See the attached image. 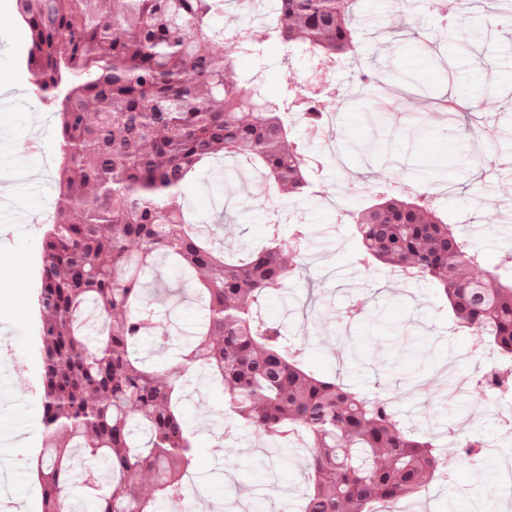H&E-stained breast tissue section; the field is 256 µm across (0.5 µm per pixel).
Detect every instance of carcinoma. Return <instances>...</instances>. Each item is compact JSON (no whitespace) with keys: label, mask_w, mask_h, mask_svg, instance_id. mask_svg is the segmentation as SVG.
Listing matches in <instances>:
<instances>
[{"label":"carcinoma","mask_w":512,"mask_h":512,"mask_svg":"<svg viewBox=\"0 0 512 512\" xmlns=\"http://www.w3.org/2000/svg\"><path fill=\"white\" fill-rule=\"evenodd\" d=\"M359 0H275L265 27L217 24L224 0H16L29 82L57 117L58 200L42 236L38 340L43 357L36 458L40 512H72L74 487L95 512H156L175 502L197 447L181 376L141 357L157 321L143 277L162 265L198 284L206 317L178 359L220 390L224 413L286 450L304 440L312 490L302 512H378L443 467L388 401L308 368L302 349L257 311L303 268L302 227L271 226L229 261L184 217V190L220 156H245L265 180L302 196L318 172L290 141L287 114L321 124L322 69L355 54ZM269 43L306 58L309 87L269 97L218 51L260 56ZM362 257L439 290L456 327L493 347L501 366L477 379L512 393V252L482 255L426 200L384 192L348 214Z\"/></svg>","instance_id":"cac0c4a2"}]
</instances>
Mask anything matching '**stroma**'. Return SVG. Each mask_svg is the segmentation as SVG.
I'll return each mask as SVG.
<instances>
[{"instance_id":"35a3bbf8","label":"stroma","mask_w":512,"mask_h":512,"mask_svg":"<svg viewBox=\"0 0 512 512\" xmlns=\"http://www.w3.org/2000/svg\"><path fill=\"white\" fill-rule=\"evenodd\" d=\"M461 16L458 25L443 21L429 0H363L356 50L376 78L363 92L368 117L357 125L349 113L336 116L330 134L341 157L326 154L323 139L310 138L309 151L323 158L312 192L281 198L258 174L231 180L218 164L200 169L185 191L189 218L223 236L231 255L259 245L270 225L304 227L308 274L271 290L265 317L304 345L316 374L392 399L399 419L448 461L447 471L390 512H471L476 504L483 512H512V501L489 493L503 464L512 462V433L505 432L498 407L477 404L472 385L478 369L496 363V353L456 328L430 284L381 264L364 268L352 225L337 221L330 206L331 198L343 196L356 210L376 188L392 185L410 195L451 182L453 194L438 193L436 208L481 251L484 268L500 262L512 244V170L498 166L512 158V15L500 0H464ZM27 52L15 0H0V90L12 100L0 110V130L12 142L11 150L0 151V190L31 224L16 234L0 220V358L23 361L0 381V438H10L13 460L0 512L40 510L31 464L42 433L33 292L41 227L58 196L42 169L58 158L59 143L56 125L40 124L44 107L27 79ZM235 69L275 97L285 86L302 85L308 65L272 45L259 58L236 55ZM396 132L402 139L389 152L366 157L352 148ZM355 290L367 295L373 312L351 321L346 311ZM146 297L175 324L172 344L157 361L180 373L179 350L205 312L189 293L150 289ZM184 395L183 417L198 450L197 490L183 499L182 512H300L311 485L304 449L275 454L251 427L231 425L204 373L185 376ZM458 432L484 440L478 457L462 456L453 443Z\"/></svg>"}]
</instances>
